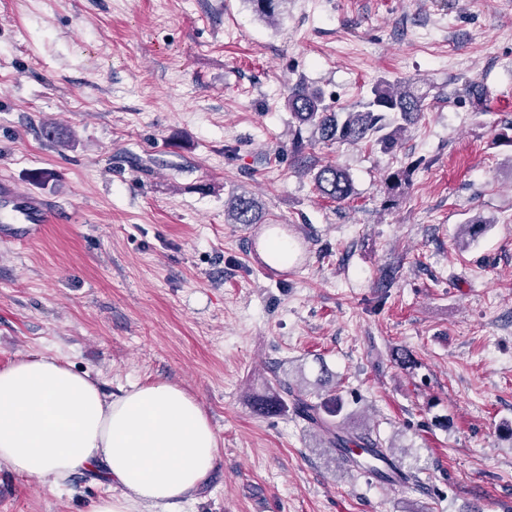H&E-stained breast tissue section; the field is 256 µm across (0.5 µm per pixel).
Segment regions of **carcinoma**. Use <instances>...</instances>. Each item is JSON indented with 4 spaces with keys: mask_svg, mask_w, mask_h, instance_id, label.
I'll list each match as a JSON object with an SVG mask.
<instances>
[{
    "mask_svg": "<svg viewBox=\"0 0 512 512\" xmlns=\"http://www.w3.org/2000/svg\"><path fill=\"white\" fill-rule=\"evenodd\" d=\"M290 0H249L255 15L269 24L284 13ZM428 92L415 82L391 84L382 81L372 89L360 111H349L343 121L327 114L328 106L319 91H312L297 83L288 91L286 105L298 121V126H310L323 141H348L353 144L374 140L387 148L394 146L404 128L391 126L389 115L398 113L405 120L421 115L427 106ZM407 174L404 170L387 173L385 183L388 201L394 202L405 192ZM313 186L318 193L338 204H344L353 196L354 190L348 172L336 164H324L312 175ZM225 216L230 224H259L262 211L257 200L245 192L235 194L225 205ZM314 392L306 390L307 385ZM253 412L260 416H272L292 411L299 419L318 430L329 447L340 452L341 459L352 469H359L353 456L359 448L378 462L375 475L380 484L395 478L404 486H418L420 471L407 467L397 448L368 430L356 432L350 428L351 413L341 394L340 381L334 380L327 368H321L314 383L299 375L290 380L279 378L274 386L263 394L252 397Z\"/></svg>",
    "mask_w": 512,
    "mask_h": 512,
    "instance_id": "1",
    "label": "carcinoma"
}]
</instances>
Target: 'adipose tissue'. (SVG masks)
<instances>
[{"instance_id": "adipose-tissue-1", "label": "adipose tissue", "mask_w": 512, "mask_h": 512, "mask_svg": "<svg viewBox=\"0 0 512 512\" xmlns=\"http://www.w3.org/2000/svg\"><path fill=\"white\" fill-rule=\"evenodd\" d=\"M217 457L214 427L175 384L112 395L46 354L0 369V464L52 489L104 470L115 489L93 512H177Z\"/></svg>"}]
</instances>
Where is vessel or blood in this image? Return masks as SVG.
<instances>
[{
	"mask_svg": "<svg viewBox=\"0 0 512 512\" xmlns=\"http://www.w3.org/2000/svg\"><path fill=\"white\" fill-rule=\"evenodd\" d=\"M55 216L47 200L20 190L8 178L0 179V239L25 241L40 233Z\"/></svg>",
	"mask_w": 512,
	"mask_h": 512,
	"instance_id": "vessel-or-blood-1",
	"label": "vessel or blood"
}]
</instances>
